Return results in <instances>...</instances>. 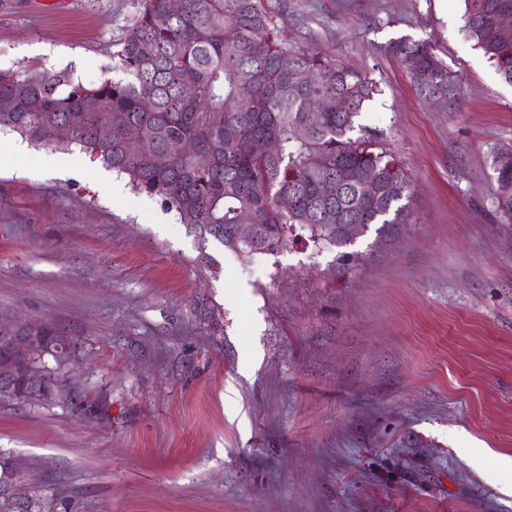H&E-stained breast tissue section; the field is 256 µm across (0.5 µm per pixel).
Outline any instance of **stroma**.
Masks as SVG:
<instances>
[{"label": "stroma", "mask_w": 512, "mask_h": 512, "mask_svg": "<svg viewBox=\"0 0 512 512\" xmlns=\"http://www.w3.org/2000/svg\"><path fill=\"white\" fill-rule=\"evenodd\" d=\"M127 3L0 0V69L97 82ZM268 5L379 85L359 122L411 180L408 223L359 237L345 274L300 240L236 252L79 150L0 131V317L71 345L60 396L0 398V448L69 512H512V223L492 206L512 85L462 0ZM402 36L435 40L460 111L418 96Z\"/></svg>", "instance_id": "35a3bbf8"}]
</instances>
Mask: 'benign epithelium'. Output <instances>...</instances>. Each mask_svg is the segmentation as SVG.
<instances>
[{
  "label": "benign epithelium",
  "mask_w": 512,
  "mask_h": 512,
  "mask_svg": "<svg viewBox=\"0 0 512 512\" xmlns=\"http://www.w3.org/2000/svg\"><path fill=\"white\" fill-rule=\"evenodd\" d=\"M69 350L65 338L48 333L42 324L0 318V396L52 399L60 384L47 376L44 358L50 355L61 363ZM32 494L28 472L11 459L0 478V512L34 506Z\"/></svg>",
  "instance_id": "benign-epithelium-1"
}]
</instances>
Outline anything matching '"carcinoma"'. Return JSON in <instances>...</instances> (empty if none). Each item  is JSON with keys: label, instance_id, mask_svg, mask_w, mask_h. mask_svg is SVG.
<instances>
[{"label": "carcinoma", "instance_id": "carcinoma-1", "mask_svg": "<svg viewBox=\"0 0 512 512\" xmlns=\"http://www.w3.org/2000/svg\"><path fill=\"white\" fill-rule=\"evenodd\" d=\"M129 0L112 66L85 85L66 71L0 70V131L35 146L77 148L160 200L182 224L232 250L276 254L289 238L336 251L339 270L359 265L344 225L390 238L407 223L412 192L383 133L358 124L378 85L318 49L293 47L268 0ZM466 38L512 84V33L500 18L512 0H463ZM388 52L428 102L458 106V85L430 40L398 38ZM289 57L288 67L282 58ZM312 112L318 122L308 123ZM72 127L70 138L54 137ZM274 138V156L253 143ZM191 149L175 155L170 144ZM498 213L512 221V165L494 169ZM376 192L366 197L365 182ZM288 198V207L281 199ZM236 224L258 225L244 242Z\"/></svg>", "mask_w": 512, "mask_h": 512}]
</instances>
